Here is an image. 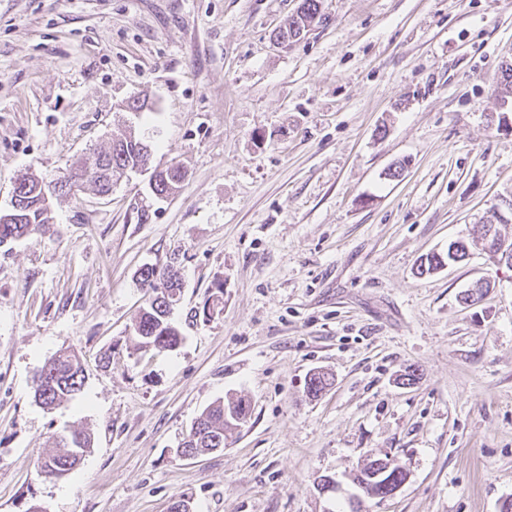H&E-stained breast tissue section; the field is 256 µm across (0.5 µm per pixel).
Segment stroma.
<instances>
[{"mask_svg":"<svg viewBox=\"0 0 512 512\" xmlns=\"http://www.w3.org/2000/svg\"><path fill=\"white\" fill-rule=\"evenodd\" d=\"M297 6L0 0V211L20 175L52 177L112 133L185 171L165 200L145 174L58 198L49 230L0 247V512H169L181 495L193 512H346L384 456L407 479L363 512L512 504V269L475 249L418 272L512 198L496 95L512 0H323L280 46ZM176 255L184 339L140 349L138 272ZM218 285L223 311L191 321ZM65 347L85 385L48 410L33 380ZM314 370L332 378L316 398ZM230 396L251 403L234 442L182 457ZM77 427L83 462L41 475L52 435ZM303 1L305 2L303 14L298 15L297 18L289 17L288 22L276 31V38H282L284 41L288 42V40L299 36L316 17L319 21L322 19L323 14L321 0ZM287 42H280L279 44H285Z\"/></svg>","mask_w":512,"mask_h":512,"instance_id":"obj_1","label":"stroma"}]
</instances>
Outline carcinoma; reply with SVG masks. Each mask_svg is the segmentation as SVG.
<instances>
[{
    "mask_svg": "<svg viewBox=\"0 0 512 512\" xmlns=\"http://www.w3.org/2000/svg\"><path fill=\"white\" fill-rule=\"evenodd\" d=\"M303 14L291 17L279 28L275 37L285 41L299 36L314 19H322V0H304ZM151 159L150 146L132 134L111 136L107 147L97 152L92 164L76 162L69 169L51 179L23 177L14 188L16 207L14 219L0 222V245H10L46 228L51 222V204L47 200L70 193L72 187L91 185L100 194L112 193L116 184L128 171ZM184 174L180 167L172 165L159 173L152 194L157 198H167L174 194L182 182ZM445 254H432L419 266L420 273H430L450 261L466 256V245L457 240L448 245ZM181 275L180 264L173 258L159 270L153 265L139 270V280L147 290L145 306L133 326V336L142 348L170 350L182 340L180 329L171 322V314L181 301L173 294L165 295L158 291L162 281ZM223 304V289L216 286L205 300L202 311L194 316L209 319ZM85 382V369L78 356L66 348L59 350L40 370L35 380V401L50 408L81 392ZM331 385L327 374L311 378L305 384L306 392L317 397ZM251 405L243 398L226 403L215 402L207 406L196 418L197 428H192L184 437L183 443L194 454L207 452L224 445V439L238 425L247 421ZM56 452L43 458L41 467L51 465L66 472L75 469L92 447L91 434L75 429L68 434L52 436ZM407 477L403 468L389 458L370 461L355 475L354 481L368 498H378L386 494L388 485L402 482Z\"/></svg>",
    "mask_w": 512,
    "mask_h": 512,
    "instance_id": "1",
    "label": "carcinoma"
}]
</instances>
